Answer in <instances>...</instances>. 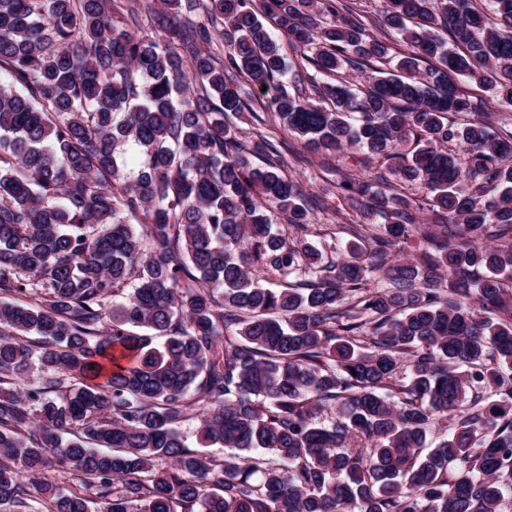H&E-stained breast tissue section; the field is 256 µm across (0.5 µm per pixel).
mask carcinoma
Segmentation results:
<instances>
[{
  "mask_svg": "<svg viewBox=\"0 0 512 512\" xmlns=\"http://www.w3.org/2000/svg\"><path fill=\"white\" fill-rule=\"evenodd\" d=\"M386 4L0 0V512H507L512 129L456 78L512 103V0ZM264 86L308 154L399 187L304 200L240 127ZM335 193L338 258L272 230ZM199 422L196 417L192 414H188L186 420L181 424V432L187 440V443L191 448H198L200 450H205L207 456L222 458L224 456V451L217 447L210 448H201L197 444V434H198Z\"/></svg>",
  "mask_w": 512,
  "mask_h": 512,
  "instance_id": "cac0c4a2",
  "label": "carcinoma"
}]
</instances>
